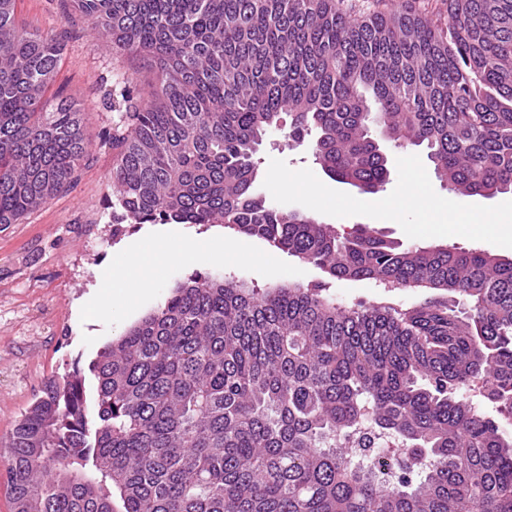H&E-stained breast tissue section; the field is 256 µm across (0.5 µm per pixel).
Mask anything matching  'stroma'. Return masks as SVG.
I'll return each mask as SVG.
<instances>
[{
	"label": "stroma",
	"instance_id": "stroma-1",
	"mask_svg": "<svg viewBox=\"0 0 512 512\" xmlns=\"http://www.w3.org/2000/svg\"><path fill=\"white\" fill-rule=\"evenodd\" d=\"M352 17L372 13L417 11L434 22L448 20V0H336ZM17 17L30 28L65 32L69 40L50 94L74 101L84 111L91 139L88 157L73 182L54 199L30 213L22 223L0 225V512H13L7 469V443L27 409L41 396L45 381L63 380L89 365L104 346L153 312L174 286L195 273L220 274L256 288L277 285L321 287L337 303L391 304L408 307L429 295L425 288H389L372 280H339L314 265L288 256L266 242L238 235L222 225L140 224L112 232V170L117 152L108 135L125 115L105 106V95L116 76L135 77L141 69L137 56L113 53L85 21L63 0H18ZM391 175L381 192L391 199L416 162L426 178L427 195L452 202L457 209L476 214H504L512 194L492 198L462 196L449 191L420 148H401L384 142ZM255 159L259 164L257 190L275 205L300 211L342 232L366 224L350 185L323 174L314 161L310 141L297 142L287 130L276 129L263 139ZM290 179L286 188L271 186L274 175ZM326 186L323 194L313 193ZM427 207L396 208L379 223V231L407 245H434L477 249L512 258V242L478 233L476 227H451L446 235L432 234ZM251 246L256 260L241 261L214 250L215 236ZM174 241L195 242L197 259L164 264L149 288L128 282L112 301L101 298L100 284L121 269V258L133 244L158 247Z\"/></svg>",
	"mask_w": 512,
	"mask_h": 512
}]
</instances>
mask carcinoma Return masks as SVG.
Instances as JSON below:
<instances>
[{
  "instance_id": "cac0c4a2",
  "label": "carcinoma",
  "mask_w": 512,
  "mask_h": 512,
  "mask_svg": "<svg viewBox=\"0 0 512 512\" xmlns=\"http://www.w3.org/2000/svg\"><path fill=\"white\" fill-rule=\"evenodd\" d=\"M0 0V224L63 191L88 155L82 109L47 96L65 35ZM116 54L126 121L115 202L129 224H222L330 276L441 294L342 307L317 288L193 274L48 381L9 437L14 512H512V260L343 235L255 189L254 155L289 122L321 170L376 194L374 129L424 147L465 196L512 193V0H448L354 23L333 0H69ZM392 441L385 484L347 448Z\"/></svg>"
}]
</instances>
